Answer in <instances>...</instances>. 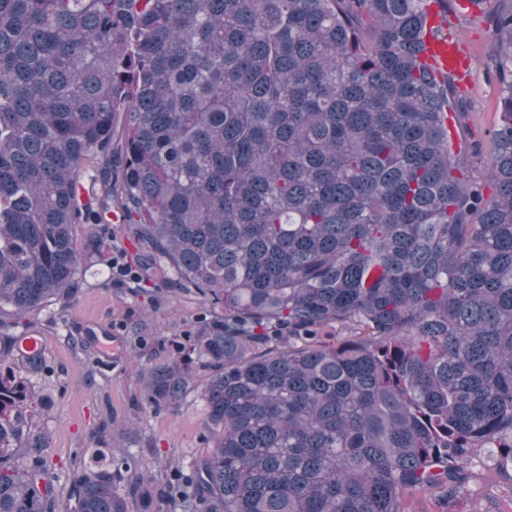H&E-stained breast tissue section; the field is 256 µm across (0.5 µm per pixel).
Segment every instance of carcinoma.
<instances>
[{
  "mask_svg": "<svg viewBox=\"0 0 512 512\" xmlns=\"http://www.w3.org/2000/svg\"><path fill=\"white\" fill-rule=\"evenodd\" d=\"M432 1L0 0V512H130L125 457L58 500L45 360L6 330L69 303L114 213L138 281L164 267L224 307L137 370L156 407L212 371L213 446L172 506L400 512L455 498L479 448L512 466V5L488 12L479 183L448 136L455 73L423 58Z\"/></svg>",
  "mask_w": 512,
  "mask_h": 512,
  "instance_id": "carcinoma-1",
  "label": "carcinoma"
}]
</instances>
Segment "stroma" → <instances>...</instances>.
Masks as SVG:
<instances>
[{
	"label": "stroma",
	"mask_w": 512,
	"mask_h": 512,
	"mask_svg": "<svg viewBox=\"0 0 512 512\" xmlns=\"http://www.w3.org/2000/svg\"><path fill=\"white\" fill-rule=\"evenodd\" d=\"M448 24L470 59L469 85L456 92L460 117L455 133L469 149L466 161L478 181L500 119L495 37L485 15L464 14L453 5ZM133 253L125 225L110 224L105 246L88 261L71 302L49 305L25 318L45 340L46 369L31 381L51 399L41 424L49 437V472L61 493L73 472L101 452L127 457L131 469L151 475L155 490L174 478H188L193 460L211 446L199 389L189 388L179 407H148L135 368L181 351L187 334L219 309L204 303L194 289L138 285L113 273V259L130 265ZM80 338L85 347L77 346ZM105 420L112 423V442L103 447L92 434ZM400 510L512 512V480L481 452L456 499L444 500L436 491H409Z\"/></svg>",
	"instance_id": "obj_1"
}]
</instances>
